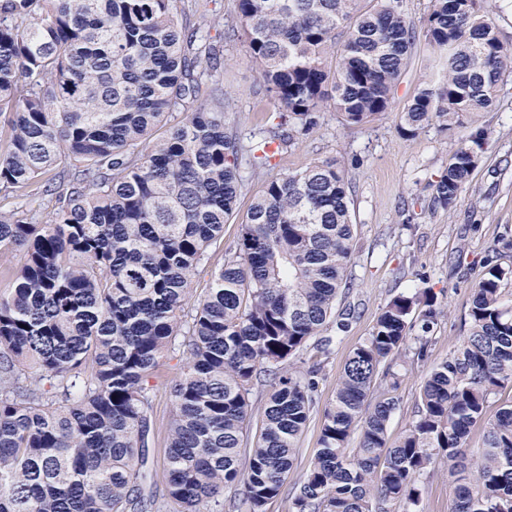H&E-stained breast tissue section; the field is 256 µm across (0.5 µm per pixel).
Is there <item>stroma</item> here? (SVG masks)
I'll return each mask as SVG.
<instances>
[{"label":"stroma","instance_id":"stroma-1","mask_svg":"<svg viewBox=\"0 0 512 512\" xmlns=\"http://www.w3.org/2000/svg\"><path fill=\"white\" fill-rule=\"evenodd\" d=\"M173 12L190 28L213 20L222 31L236 25L235 0H174ZM216 50L223 60L215 78L223 93L226 131L250 142L259 130L270 128L273 106L260 87L257 70L245 58L240 38L217 41ZM438 71L437 52L425 38H418L388 114L350 126L337 112H323L319 126L284 149L270 168L254 171L241 166L243 187L237 210L225 224L223 237L209 248L205 271L192 281V296L209 288L212 270L234 254L251 199L268 179L328 159L346 168L356 236L348 268L351 287L339 295L336 308L353 309L354 316L346 330H337L332 323L327 326L331 345L320 359L312 412L296 445L293 472L264 512H288L292 485L310 466L321 437L323 412L336 397L344 364L351 351L366 342L382 308L397 295L428 288L445 310L430 333L428 355L421 360L415 356L421 323H412L396 368L399 403L387 429L393 441L412 420L432 365L466 336L471 290L485 260L494 256L499 263H512V75L501 84L494 107L472 118V127L487 132L481 161L454 207L446 210L434 204V186L460 142L459 134L432 125L418 138L408 139L396 129L400 112ZM182 366L179 355H167L148 379L152 411L147 466L160 494L168 481L164 462L173 414L169 388ZM422 488L417 512H448L454 486L444 466L423 476Z\"/></svg>","mask_w":512,"mask_h":512}]
</instances>
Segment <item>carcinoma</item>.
<instances>
[{
    "mask_svg": "<svg viewBox=\"0 0 512 512\" xmlns=\"http://www.w3.org/2000/svg\"><path fill=\"white\" fill-rule=\"evenodd\" d=\"M172 2L0 0V191L54 201L44 222L0 210V256L21 253L0 293V512H216L228 491L263 512L293 470L318 369L289 360L310 345L328 352L318 336L350 288L345 169L325 160L269 180L211 288L191 302L190 285L235 212L239 158L270 167L328 108L359 126L389 111L416 31L404 0H237L245 57L278 119L245 147L201 100L218 67L211 27L179 25ZM507 6L430 0L424 35L446 66L400 113L403 136L467 129L493 106L512 73L494 17ZM173 112L183 119L153 141ZM484 144L480 128L461 136L435 203L453 207ZM509 281L511 264L485 266L467 336L431 367L393 444L392 367L409 319L427 333L444 309L428 291L386 304L345 363L289 512H411L439 461L455 484L448 512H512V403L487 417L512 385ZM170 352L183 370L160 500L146 469L147 382ZM380 375L387 390L371 401ZM260 382L269 391L256 409ZM478 423L484 444L471 455Z\"/></svg>",
    "mask_w": 512,
    "mask_h": 512,
    "instance_id": "obj_1",
    "label": "carcinoma"
}]
</instances>
